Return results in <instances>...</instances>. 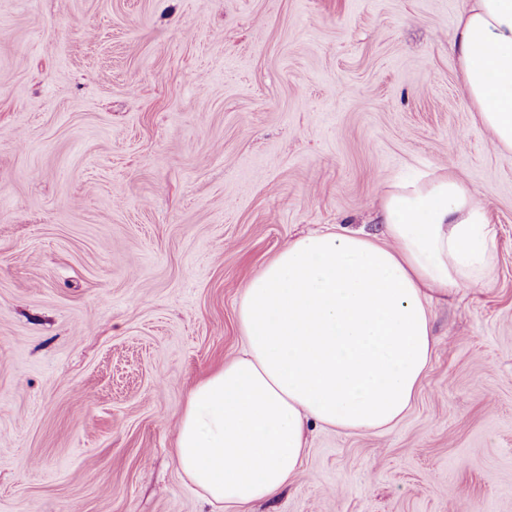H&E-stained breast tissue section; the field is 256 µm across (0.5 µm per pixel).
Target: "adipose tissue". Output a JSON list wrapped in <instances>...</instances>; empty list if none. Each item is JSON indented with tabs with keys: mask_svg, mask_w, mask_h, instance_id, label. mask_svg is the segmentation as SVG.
<instances>
[{
	"mask_svg": "<svg viewBox=\"0 0 512 512\" xmlns=\"http://www.w3.org/2000/svg\"><path fill=\"white\" fill-rule=\"evenodd\" d=\"M454 47L496 146L512 151V0H466ZM385 243L356 230L289 242L246 286V342L191 391L176 431L183 475L229 512L298 474L308 426L371 433L400 421L435 342L427 300L494 271L488 208L453 171L389 184Z\"/></svg>",
	"mask_w": 512,
	"mask_h": 512,
	"instance_id": "1",
	"label": "adipose tissue"
}]
</instances>
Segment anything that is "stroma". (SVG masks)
I'll return each mask as SVG.
<instances>
[{
    "label": "stroma",
    "mask_w": 512,
    "mask_h": 512,
    "mask_svg": "<svg viewBox=\"0 0 512 512\" xmlns=\"http://www.w3.org/2000/svg\"><path fill=\"white\" fill-rule=\"evenodd\" d=\"M463 0H0V512H225L174 456L290 240L381 236L450 167L496 267L430 303L407 415L313 426L248 512H512V152L452 43Z\"/></svg>",
    "instance_id": "stroma-1"
}]
</instances>
